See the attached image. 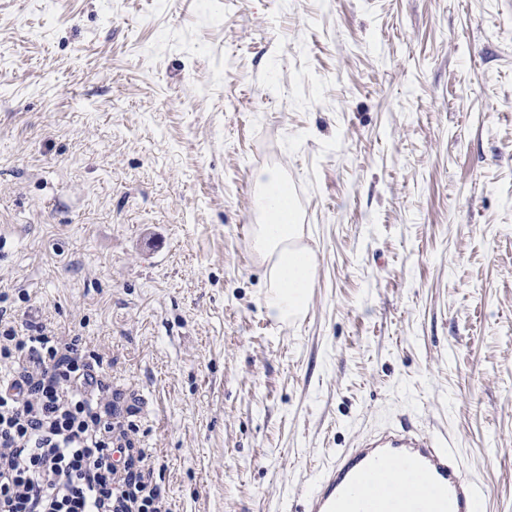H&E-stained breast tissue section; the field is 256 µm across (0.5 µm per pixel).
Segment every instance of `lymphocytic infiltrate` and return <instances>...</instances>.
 <instances>
[{
    "instance_id": "f902f5d3",
    "label": "lymphocytic infiltrate",
    "mask_w": 512,
    "mask_h": 512,
    "mask_svg": "<svg viewBox=\"0 0 512 512\" xmlns=\"http://www.w3.org/2000/svg\"><path fill=\"white\" fill-rule=\"evenodd\" d=\"M56 353L41 324H0V512H166L130 479L102 380L74 361L48 375Z\"/></svg>"
}]
</instances>
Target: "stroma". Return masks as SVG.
<instances>
[{
  "instance_id": "stroma-1",
  "label": "stroma",
  "mask_w": 512,
  "mask_h": 512,
  "mask_svg": "<svg viewBox=\"0 0 512 512\" xmlns=\"http://www.w3.org/2000/svg\"><path fill=\"white\" fill-rule=\"evenodd\" d=\"M0 320L75 340L170 512H302L403 416L512 512V0H0ZM256 210L258 224L251 225L254 251L267 263L266 315L275 323L302 316L314 288L315 251L300 243L302 224L288 185L277 172L260 173Z\"/></svg>"
}]
</instances>
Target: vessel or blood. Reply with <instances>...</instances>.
Here are the masks:
<instances>
[{"instance_id":"vessel-or-blood-1","label":"vessel or blood","mask_w":512,"mask_h":512,"mask_svg":"<svg viewBox=\"0 0 512 512\" xmlns=\"http://www.w3.org/2000/svg\"><path fill=\"white\" fill-rule=\"evenodd\" d=\"M398 469L407 473L405 489L388 492ZM482 498L446 436L398 422L334 453L304 512H482Z\"/></svg>"}]
</instances>
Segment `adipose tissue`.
I'll return each mask as SVG.
<instances>
[{
	"label": "adipose tissue",
	"mask_w": 512,
	"mask_h": 512,
	"mask_svg": "<svg viewBox=\"0 0 512 512\" xmlns=\"http://www.w3.org/2000/svg\"><path fill=\"white\" fill-rule=\"evenodd\" d=\"M256 182L258 220L251 227V241L266 264V315L284 324L306 312L317 258L314 250L301 242L299 214L281 175L264 172Z\"/></svg>",
	"instance_id": "adipose-tissue-1"
}]
</instances>
